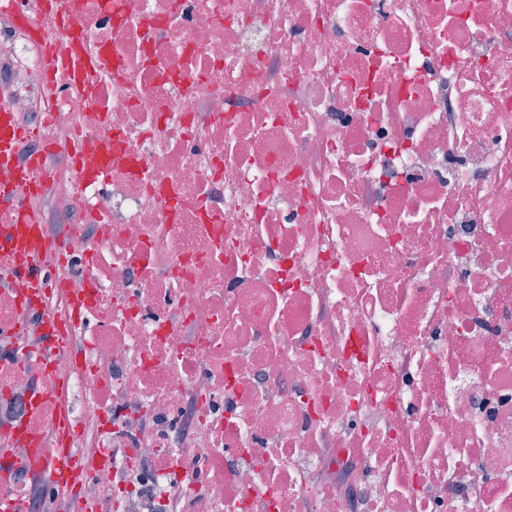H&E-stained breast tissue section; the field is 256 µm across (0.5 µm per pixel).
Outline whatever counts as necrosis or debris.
<instances>
[{
    "mask_svg": "<svg viewBox=\"0 0 512 512\" xmlns=\"http://www.w3.org/2000/svg\"><path fill=\"white\" fill-rule=\"evenodd\" d=\"M0 83V497L64 417L60 512H512V0H0ZM0 124V168L16 167L19 164L17 139L20 138L21 133L18 130L11 131L10 128H13L12 113L2 101L0 103ZM71 452L72 448H59L56 466L53 470L55 479L65 476L73 481H80L86 475L87 469L77 463Z\"/></svg>",
    "mask_w": 512,
    "mask_h": 512,
    "instance_id": "obj_1",
    "label": "necrosis or debris"
}]
</instances>
